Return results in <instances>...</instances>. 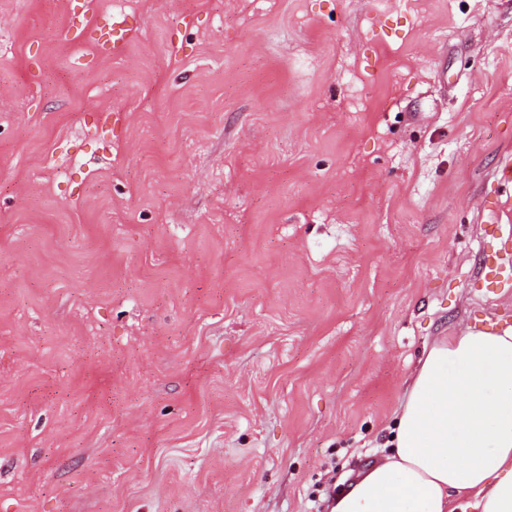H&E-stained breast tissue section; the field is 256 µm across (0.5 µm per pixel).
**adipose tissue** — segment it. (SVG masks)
Returning <instances> with one entry per match:
<instances>
[{
  "mask_svg": "<svg viewBox=\"0 0 512 512\" xmlns=\"http://www.w3.org/2000/svg\"><path fill=\"white\" fill-rule=\"evenodd\" d=\"M387 444L329 512H512V329L426 348Z\"/></svg>",
  "mask_w": 512,
  "mask_h": 512,
  "instance_id": "obj_1",
  "label": "adipose tissue"
}]
</instances>
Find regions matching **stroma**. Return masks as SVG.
<instances>
[{
	"label": "stroma",
	"mask_w": 512,
	"mask_h": 512,
	"mask_svg": "<svg viewBox=\"0 0 512 512\" xmlns=\"http://www.w3.org/2000/svg\"><path fill=\"white\" fill-rule=\"evenodd\" d=\"M509 153L512 0H0V512H327Z\"/></svg>",
	"instance_id": "stroma-1"
}]
</instances>
